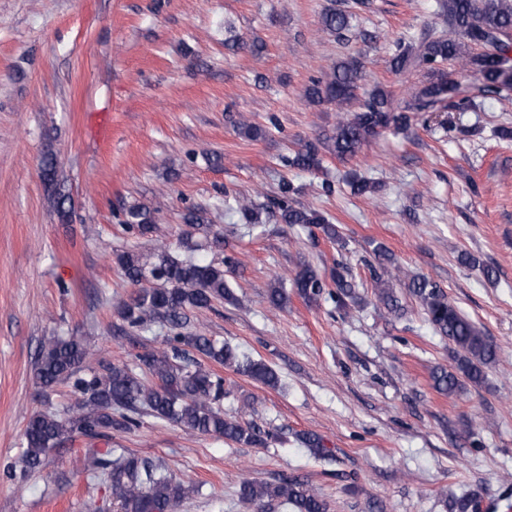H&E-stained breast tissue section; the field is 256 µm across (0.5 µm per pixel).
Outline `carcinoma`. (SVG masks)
<instances>
[{"label": "carcinoma", "instance_id": "obj_1", "mask_svg": "<svg viewBox=\"0 0 512 512\" xmlns=\"http://www.w3.org/2000/svg\"><path fill=\"white\" fill-rule=\"evenodd\" d=\"M442 8L448 14V31L421 43L414 51L398 47L390 61L392 68L401 69L414 56L427 66L430 80L416 94V103L411 106L416 112L434 106L455 87L452 73L438 68L444 61L457 62L463 72L472 70L480 74L479 90L485 96L496 97L512 89V70L506 67L512 52V0H442ZM351 19L346 10L331 7L323 13L321 24L329 32L343 34L351 29ZM361 79L358 61L350 58L313 80L305 97L312 104L334 103L342 111L356 99ZM408 120L405 112L394 107L390 96L377 89L358 110L341 117L325 141L336 157H352L381 130L390 126L403 128ZM285 163L306 171L320 169L319 145L304 144L293 156L285 158ZM292 194L291 184L282 183L277 201L281 223L315 226L327 238H339L335 225L323 212L294 206ZM159 221L157 211L137 205L128 211L124 226L137 236H148L159 231ZM183 221L188 230L179 238L177 249L157 240L153 262L144 261L134 250L117 256L125 278L136 287L130 300L118 309L122 331H147L158 326L167 332L165 347L137 355L135 370L126 365L106 364L81 376V366L90 352L80 339L54 336L42 344L34 369L37 384L47 392L69 383L76 398L62 412H36L30 417L24 432V463L28 471L39 469L51 449L77 435L94 440L108 437L114 430L132 431L140 426L145 413L192 432L248 447H263L272 438L270 433L224 414V378L204 369L191 356L195 352L271 388L279 383L275 371L262 360L188 331V312L234 299L224 280V266L234 264V258L226 256L221 262H208L199 256L203 243L220 242L219 234L209 224L206 209L188 211ZM376 255L380 268L374 276L376 296L395 313L399 311V301L384 278V263L390 256L382 246L377 248ZM144 281H154L156 286L144 288ZM333 282L337 292L329 296L344 307L347 300L354 299L355 288L339 273ZM293 287L297 296L312 302L324 295L327 283L313 270L303 267L296 272ZM407 288L439 336L453 346L454 366L433 371L434 388L452 396L467 382L482 383L484 368L497 358L496 345L437 283L417 278ZM298 439L314 458L334 459L321 437L303 433ZM88 468L106 476L121 512H171L188 493L184 484L164 476L156 465L134 454L112 459L108 453L96 452L88 458ZM239 498L259 508L277 504L289 512H327L324 499L305 480L295 476L276 482L246 480L240 485ZM479 502L477 494L466 493L450 500L449 512H475Z\"/></svg>", "mask_w": 512, "mask_h": 512}]
</instances>
